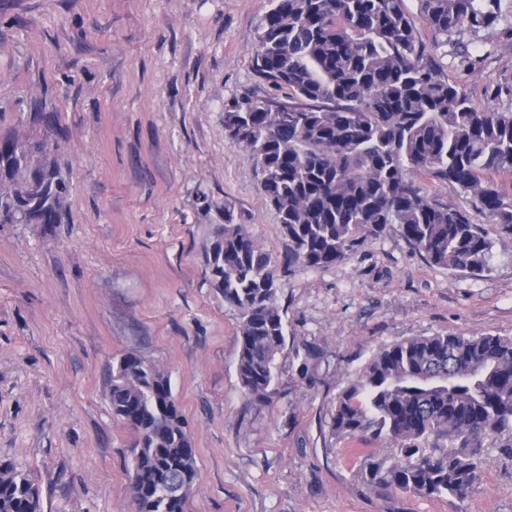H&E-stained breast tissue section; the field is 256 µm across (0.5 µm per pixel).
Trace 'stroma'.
<instances>
[{
  "label": "stroma",
  "mask_w": 512,
  "mask_h": 512,
  "mask_svg": "<svg viewBox=\"0 0 512 512\" xmlns=\"http://www.w3.org/2000/svg\"><path fill=\"white\" fill-rule=\"evenodd\" d=\"M269 0H0V136L39 137L57 113L69 180L60 224H0V463L34 473L43 512H131L130 431L112 417L113 363L170 377L198 477L188 512H512V459L489 449L464 500L379 494L371 445L332 429L336 398L377 349L409 336H512V233L487 225L481 275L430 265L397 231L347 260L287 270L290 243L224 109L276 88L252 68ZM405 7L480 111H512L499 30L463 66ZM279 262L288 326L278 381L254 402L237 375L239 316L209 282L225 214ZM316 361L300 364L306 348Z\"/></svg>",
  "instance_id": "1"
}]
</instances>
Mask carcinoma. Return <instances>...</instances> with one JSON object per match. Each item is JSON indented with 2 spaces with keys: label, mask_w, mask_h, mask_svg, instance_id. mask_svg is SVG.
<instances>
[{
  "label": "carcinoma",
  "mask_w": 512,
  "mask_h": 512,
  "mask_svg": "<svg viewBox=\"0 0 512 512\" xmlns=\"http://www.w3.org/2000/svg\"><path fill=\"white\" fill-rule=\"evenodd\" d=\"M252 66L287 100L244 97L224 132L251 152L260 187L290 241L288 265L315 270L394 228L431 265L478 275L492 242L474 214L512 233V199L486 185L512 172V112L477 111L428 54L405 0H270ZM438 36L468 65L465 36L503 20L501 0H419ZM48 136L0 137V224H60L67 190ZM471 198L429 194L421 179ZM205 259L211 284L240 317L237 373L263 402L286 342L277 267L246 225L224 214ZM112 417L133 435L132 512H187L197 477L191 435L163 370L123 355L108 383ZM339 436L383 440L357 478L379 493L465 499L486 442L512 458V336L435 334L378 349L339 394ZM0 512H42L34 475L0 465Z\"/></svg>",
  "instance_id": "carcinoma-1"
}]
</instances>
